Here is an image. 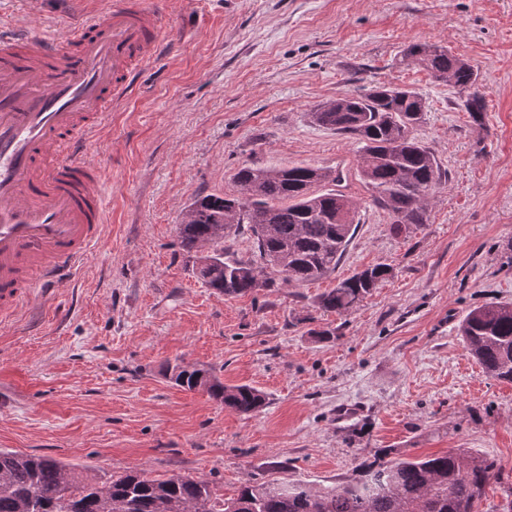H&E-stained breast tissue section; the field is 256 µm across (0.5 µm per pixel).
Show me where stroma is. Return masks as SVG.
I'll use <instances>...</instances> for the list:
<instances>
[{"instance_id":"obj_1","label":"stroma","mask_w":512,"mask_h":512,"mask_svg":"<svg viewBox=\"0 0 512 512\" xmlns=\"http://www.w3.org/2000/svg\"><path fill=\"white\" fill-rule=\"evenodd\" d=\"M109 2L0 0V27L59 35ZM163 16L170 38L88 147L104 180L98 242L67 287L0 321V448L102 478L203 477L228 498L283 478L331 487L382 448H468L501 469L481 512H512V383L486 377L458 334L470 309L512 302V0H163ZM413 43L477 67L480 115L402 63ZM378 83L423 97L412 134L444 173L406 235L363 181L355 139L309 119ZM245 164L342 172L358 225L333 274L235 298L200 278L181 214L234 193ZM375 264L393 275L356 308H317ZM180 363L267 403L224 409L174 384Z\"/></svg>"}]
</instances>
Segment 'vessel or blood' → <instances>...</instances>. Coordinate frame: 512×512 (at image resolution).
<instances>
[{
	"instance_id": "b4317fda",
	"label": "vessel or blood",
	"mask_w": 512,
	"mask_h": 512,
	"mask_svg": "<svg viewBox=\"0 0 512 512\" xmlns=\"http://www.w3.org/2000/svg\"><path fill=\"white\" fill-rule=\"evenodd\" d=\"M152 0L110 8L60 35L0 31V321L35 288L66 287L105 222L87 142L153 60Z\"/></svg>"
}]
</instances>
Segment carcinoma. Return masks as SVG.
Instances as JSON below:
<instances>
[{
  "label": "carcinoma",
  "instance_id": "cac0c4a2",
  "mask_svg": "<svg viewBox=\"0 0 512 512\" xmlns=\"http://www.w3.org/2000/svg\"><path fill=\"white\" fill-rule=\"evenodd\" d=\"M402 60L461 90L479 80L468 60L437 44H412ZM425 111L418 92L373 85L310 113L314 124L362 144L363 180L398 232L426 222L430 191L441 181L436 158L411 135ZM338 180L336 171L308 165L243 166L234 174L238 194L207 195L189 205L177 228L180 245L195 253L208 287L228 297L278 280L290 285L322 279L336 269L357 226L356 204L326 188ZM244 224L272 276L263 278L253 264L230 255L226 242ZM391 274L385 264L365 268L322 293L317 305L324 312H348ZM459 335L487 377L512 382V302L469 310ZM173 379L243 415L266 405L260 390L228 386L203 369L178 366ZM392 454L382 449L358 465L357 478L326 491L284 479L245 485L225 499L201 477L128 472L98 481L53 458L1 449L0 512H475L485 487L499 477L494 462L467 448L422 458Z\"/></svg>",
  "mask_w": 512,
  "mask_h": 512
}]
</instances>
